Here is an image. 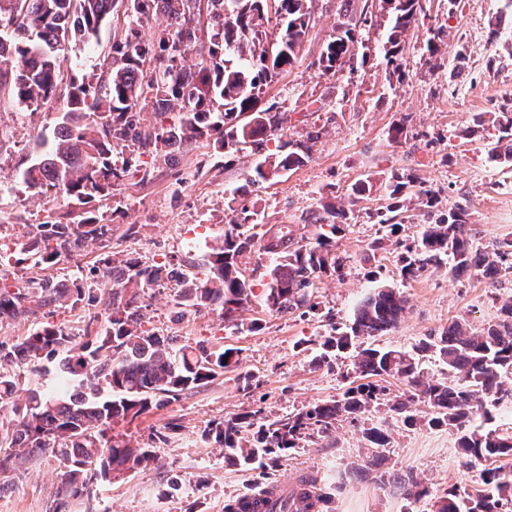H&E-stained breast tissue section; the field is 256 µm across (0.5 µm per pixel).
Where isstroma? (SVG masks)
<instances>
[{
  "label": "stroma",
  "instance_id": "1",
  "mask_svg": "<svg viewBox=\"0 0 512 512\" xmlns=\"http://www.w3.org/2000/svg\"><path fill=\"white\" fill-rule=\"evenodd\" d=\"M421 5L417 21L404 34L402 71L396 76L381 52L391 23L387 5L355 0L367 14L356 38L371 53L354 57L350 70L332 76L320 74L313 62L343 21L344 3L313 0L300 62L274 77L263 98L291 112L285 139L301 140L313 127L322 136L302 166L259 186L247 182L248 158L216 149L202 136L182 146L173 165L150 153L124 151L132 171L88 203L62 193L31 196L18 173L32 160L36 140L50 134L64 102L35 108L0 93V272L9 283L23 288L42 273L13 258L38 225L61 218L76 224L89 213L112 227L111 241L87 243L80 254L60 258L45 272L65 282L79 277L92 286L89 301L56 310L49 317L53 324L81 329L90 319L104 321L108 294L97 283L103 272L99 260L107 253L156 264L197 259L221 245L232 217L228 196L255 212L258 223L290 224L308 237L314 229L304 224L307 211L326 201L343 203L349 211L336 235L344 267L322 278L312 308L281 315L264 306L269 260L257 250L240 265L255 293L238 313L241 329L226 327L220 312L208 309L174 321L175 288L146 290L144 329L191 346L236 348L239 366L176 401L113 425V436L133 447L151 443L168 425L176 430L169 445L157 449L154 462L114 474L95 487L91 499H67L62 512H224L225 500L251 491L258 473L225 461L223 448L204 440L205 430L246 412L274 420L309 403L339 398L349 386L354 357L317 365L318 341L332 326L350 324L355 307L372 289L396 288L406 298L396 327L374 339L376 345L405 350L457 319L483 328L512 298V273L505 271L493 280L456 275L445 265L410 279L399 273L402 257L419 244L422 225L457 207L465 208L467 230L479 245L512 240V169L489 158L498 131L487 118L512 98V53L507 50L512 20L498 19L500 0H460L454 7L448 0H421ZM128 23L124 9L114 10L100 44H77L62 59L63 78L106 73L112 43L124 38ZM439 27L446 35L432 55L427 45ZM403 115L410 119L407 134L393 139L391 128ZM398 175L412 176L415 190L427 193L432 204L412 202L401 213L404 230L392 235L379 224L377 211L387 204V183ZM364 181L370 191L352 195L353 185ZM188 230L195 231L196 244L183 245ZM251 322L256 330H248ZM372 427L387 435L384 450L366 439ZM376 456L383 470L413 475L435 493L456 488L473 494L483 488L480 468H466L459 457L455 433L403 426L384 403L361 420L339 422L331 437L308 438L267 467V480L292 486L304 473L317 475L330 496L325 512H430L429 506L411 503L379 483L371 465ZM57 467L49 455L32 456L0 492V512H48L57 492Z\"/></svg>",
  "mask_w": 512,
  "mask_h": 512
}]
</instances>
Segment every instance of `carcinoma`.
<instances>
[{"mask_svg": "<svg viewBox=\"0 0 512 512\" xmlns=\"http://www.w3.org/2000/svg\"><path fill=\"white\" fill-rule=\"evenodd\" d=\"M118 0H0V91L28 106L56 98L60 85L59 59L79 42L98 44ZM131 20L124 40L112 45V69L97 83L71 82L61 115L51 136L36 141L35 158L19 173L34 195L59 189L80 202L101 193L130 169L117 165L119 146L156 152L187 144L208 132L223 149L256 158L249 182H267L302 164L319 133L309 131L297 142L282 140L291 114L279 103L261 105L263 86L292 69L311 22L312 0H128ZM208 16L207 52L200 53L195 69L186 67L183 55L198 40V25L191 22L201 3ZM392 21L383 46L386 63L399 70L401 38L416 21L420 0H385ZM280 17L282 32L274 42L259 36L269 21V10ZM167 14L169 24L158 42L146 41L141 29L151 13ZM324 44L317 63L321 74H336L352 60L357 24L366 13ZM151 108L153 126L141 124V113ZM178 111L176 124L166 116ZM500 136L489 149L490 158L512 166V102L491 113ZM413 179L396 176L387 185L391 203L378 212L379 223L389 233L403 225L389 214L403 208L401 198ZM224 230V244L191 264L181 260L165 267L146 265L137 257L103 259V276L111 288L108 316L100 328L84 330L79 340L69 331L44 322L14 343L0 341V406L12 418L0 431V448L10 453L0 459V474L16 468L34 454L49 453L58 461L62 499L91 497L93 486L114 472L134 470L153 459L156 444L170 437L157 434L153 443L133 448L112 439V425L135 419L177 399L236 367L235 348L178 346L173 338L142 329L140 293L161 286L163 278L180 288L175 314L185 316L202 309L221 311L224 323L239 328L235 313L254 295L238 271V261L258 248L272 265L266 272L262 296L271 311L287 313L311 304L317 281L343 268L336 254V233L347 220L334 204L308 214L316 227L312 238L294 237L288 224H275L257 232L255 213L241 206ZM39 233L22 246V253L38 266H50L61 257L81 252L89 241L112 236V225L88 216L80 224L38 225ZM512 241L482 250L468 235L465 210L448 212V219L425 224L416 253L403 259L405 279L429 266L450 265L455 274L480 275L489 269L512 268ZM85 299L84 286L73 280L67 286L52 278L32 281L27 288L0 285V327L21 316L47 314L53 307L74 306ZM404 310L402 293L380 287L369 293L345 327H332L323 337L315 362L324 364L352 348L357 341L390 331ZM434 353L448 367V378L432 380L421 367L423 354ZM51 363L57 376L55 389L23 388L20 370L39 372ZM512 368V299L500 309L497 320L476 331L466 320H456L438 336L420 342L410 351L367 346L355 355L354 369L362 383L347 388L338 399L316 402L278 420L245 413L214 422L209 434L224 447V458L245 469H257L264 460H277L317 433L336 430L339 420L363 418L374 403L387 396V377L400 379L407 389L390 399V408L405 426L423 424L446 427L458 435L464 465L471 468L491 459L512 457V437L474 425L476 417L491 419L486 405L500 400L505 390L501 373ZM419 402L424 409L412 408ZM486 489L477 495L456 488L433 501L432 512H501L512 504V471H481ZM391 483L406 499L421 501L428 487L412 477ZM263 498L253 503L236 498L224 503V512H255L260 504L268 512H321L327 496L318 477L300 476L296 488L284 497L278 487L264 485Z\"/></svg>", "mask_w": 512, "mask_h": 512, "instance_id": "obj_1", "label": "carcinoma"}]
</instances>
